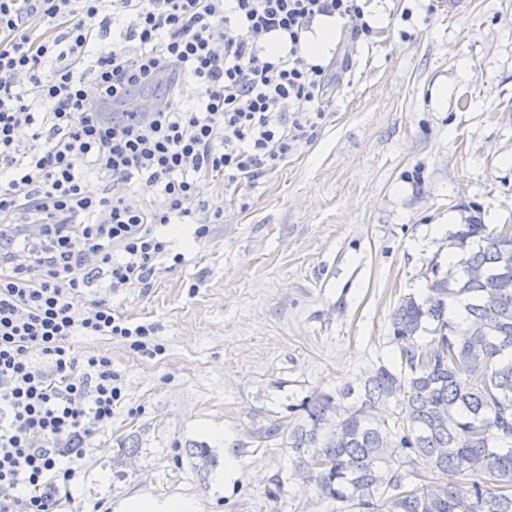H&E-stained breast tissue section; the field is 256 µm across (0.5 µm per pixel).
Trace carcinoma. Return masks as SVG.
I'll use <instances>...</instances> for the list:
<instances>
[{
	"label": "carcinoma",
	"instance_id": "1",
	"mask_svg": "<svg viewBox=\"0 0 512 512\" xmlns=\"http://www.w3.org/2000/svg\"><path fill=\"white\" fill-rule=\"evenodd\" d=\"M451 247L459 259L442 274L431 266L428 294L391 313L400 371L381 366L356 388L319 392L297 422L253 435L285 440L306 480L357 512H512V232L471 218ZM453 303L464 329L448 320ZM392 402L397 412L379 416ZM418 455L472 479L427 486Z\"/></svg>",
	"mask_w": 512,
	"mask_h": 512
}]
</instances>
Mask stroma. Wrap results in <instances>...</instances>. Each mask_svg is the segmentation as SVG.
<instances>
[{
    "mask_svg": "<svg viewBox=\"0 0 512 512\" xmlns=\"http://www.w3.org/2000/svg\"><path fill=\"white\" fill-rule=\"evenodd\" d=\"M371 37L340 28L325 118L279 168L225 191L224 217L185 265L115 309L158 323L155 358L77 337L125 379L112 429L73 488L81 512L135 492L184 495L198 512H341L293 472L285 442L253 443L317 392L397 367L390 314L423 297L465 220L512 224V0H372ZM198 284L189 294L190 284ZM217 464L194 469L188 444ZM138 445L133 467L112 468ZM235 462L221 481L225 459ZM287 471L285 493L265 494Z\"/></svg>",
    "mask_w": 512,
    "mask_h": 512,
    "instance_id": "obj_1",
    "label": "stroma"
}]
</instances>
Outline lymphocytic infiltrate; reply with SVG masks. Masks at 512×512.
<instances>
[{
    "mask_svg": "<svg viewBox=\"0 0 512 512\" xmlns=\"http://www.w3.org/2000/svg\"><path fill=\"white\" fill-rule=\"evenodd\" d=\"M320 16L373 33L360 0H0V512L73 504L125 400L111 357L75 337L164 353L158 323L110 298L184 263L165 227L207 240L213 186L253 184L315 133ZM102 276L108 297H89Z\"/></svg>",
    "mask_w": 512,
    "mask_h": 512,
    "instance_id": "1",
    "label": "lymphocytic infiltrate"
}]
</instances>
